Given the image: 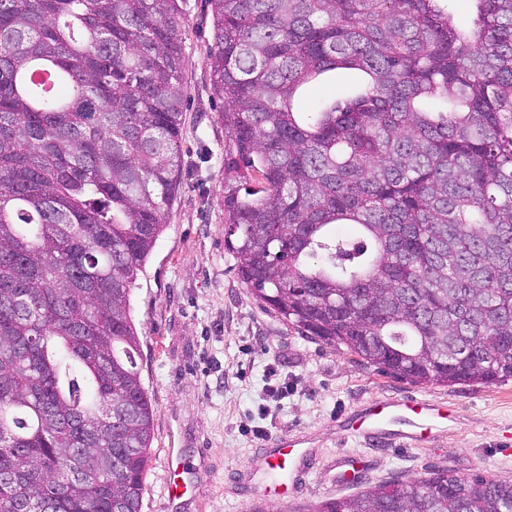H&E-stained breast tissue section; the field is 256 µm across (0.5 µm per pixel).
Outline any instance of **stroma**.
Listing matches in <instances>:
<instances>
[{"label":"stroma","instance_id":"obj_1","mask_svg":"<svg viewBox=\"0 0 512 512\" xmlns=\"http://www.w3.org/2000/svg\"><path fill=\"white\" fill-rule=\"evenodd\" d=\"M186 98L181 172L168 227L131 292L142 379L154 406L141 512H307L331 497L434 469L512 477V379L495 385H416L362 365L345 351L285 325L239 279L224 243L223 109L211 89L207 0H185ZM339 70L306 85L300 105L343 99L356 83ZM293 384L269 401L266 388ZM444 400L454 416L421 448H383L341 433L339 420L373 400ZM266 430L264 437L254 427ZM302 440L316 465L299 495L242 497L239 476L255 451ZM196 469L190 499L169 503L168 448ZM366 462L350 487L337 464Z\"/></svg>","mask_w":512,"mask_h":512}]
</instances>
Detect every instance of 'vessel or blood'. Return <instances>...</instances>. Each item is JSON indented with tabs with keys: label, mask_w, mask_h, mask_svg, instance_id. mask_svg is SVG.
Instances as JSON below:
<instances>
[{
	"label": "vessel or blood",
	"mask_w": 512,
	"mask_h": 512,
	"mask_svg": "<svg viewBox=\"0 0 512 512\" xmlns=\"http://www.w3.org/2000/svg\"><path fill=\"white\" fill-rule=\"evenodd\" d=\"M453 413L443 402L410 396L403 400L376 402L366 407L351 423L347 424V433L367 439H380L391 432V425H398L397 434L401 446L407 447L423 442L428 433L440 425L450 422ZM313 453L302 448L300 443H283L275 448L263 449L259 467L264 472L282 471L293 490H301L305 477L315 464ZM166 468L173 474L172 482L167 486L169 499L182 498L188 485L194 482V469L182 452L169 451Z\"/></svg>",
	"instance_id": "b4317fda"
}]
</instances>
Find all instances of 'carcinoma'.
I'll return each mask as SVG.
<instances>
[{"instance_id":"carcinoma-1","label":"carcinoma","mask_w":512,"mask_h":512,"mask_svg":"<svg viewBox=\"0 0 512 512\" xmlns=\"http://www.w3.org/2000/svg\"><path fill=\"white\" fill-rule=\"evenodd\" d=\"M184 0H0V512H141L130 295L181 166ZM208 0L225 243L307 336L415 384L512 378V0ZM337 69L346 102L294 107ZM349 224L343 236L336 225ZM315 512H512L448 470Z\"/></svg>"}]
</instances>
